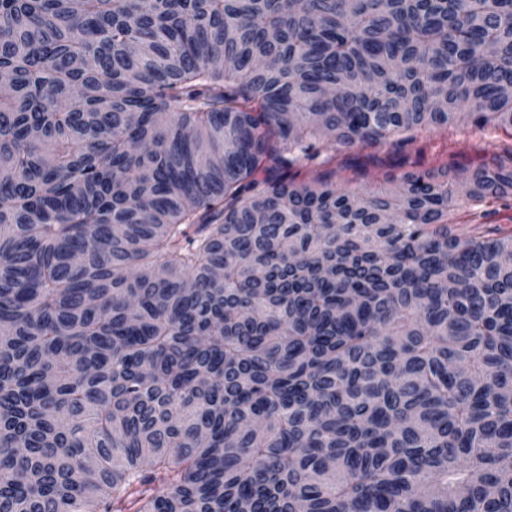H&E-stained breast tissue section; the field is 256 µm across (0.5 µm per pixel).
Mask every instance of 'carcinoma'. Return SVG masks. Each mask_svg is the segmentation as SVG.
Wrapping results in <instances>:
<instances>
[{"label": "carcinoma", "instance_id": "carcinoma-1", "mask_svg": "<svg viewBox=\"0 0 512 512\" xmlns=\"http://www.w3.org/2000/svg\"><path fill=\"white\" fill-rule=\"evenodd\" d=\"M0 512H512V0H0ZM512 147V136L508 128L489 127L478 129L472 126L458 125L448 130L447 136H436L420 142L417 147L394 154L389 145H378L364 149L359 145L350 149L351 157L358 164L372 172L375 164L405 163L407 168L420 162L424 166H438L448 162V149L458 152V161L466 163L470 159H479L487 164L507 160V150ZM462 234L469 224H487L501 234L512 233V200L508 202H473L462 200L452 220Z\"/></svg>", "mask_w": 512, "mask_h": 512}]
</instances>
